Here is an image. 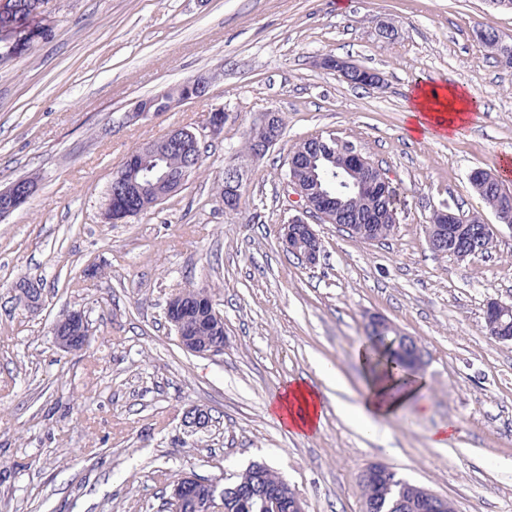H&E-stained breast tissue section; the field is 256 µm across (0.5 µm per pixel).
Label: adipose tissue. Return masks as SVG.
<instances>
[{
	"label": "adipose tissue",
	"mask_w": 512,
	"mask_h": 512,
	"mask_svg": "<svg viewBox=\"0 0 512 512\" xmlns=\"http://www.w3.org/2000/svg\"><path fill=\"white\" fill-rule=\"evenodd\" d=\"M474 110L467 89L451 85L421 84L416 88L408 112L415 133L435 127L440 134L454 135L466 124ZM425 392L424 379L414 376L404 381L390 376L367 378L363 394L354 404L337 402L338 411L355 419L367 433H375L385 419L399 415ZM269 414L293 434L314 433L323 422L324 403L318 390L304 381H293L267 405Z\"/></svg>",
	"instance_id": "ef3b65f1"
}]
</instances>
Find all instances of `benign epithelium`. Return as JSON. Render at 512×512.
Here are the masks:
<instances>
[{
  "mask_svg": "<svg viewBox=\"0 0 512 512\" xmlns=\"http://www.w3.org/2000/svg\"><path fill=\"white\" fill-rule=\"evenodd\" d=\"M321 65L345 76L362 72L361 68L340 58L325 57ZM208 89L209 78L201 74L177 86L159 91L152 95V99L164 101L162 111L168 112L181 103L205 97ZM281 126L280 113L273 110L261 113L259 121L249 130L251 141L258 145V150L251 154L253 160L262 159L276 144ZM197 141L198 136L193 130L185 127L175 128L128 155L123 163H133L136 156L149 157L157 161L172 150L186 151ZM322 144L323 152L336 165V178L339 179V185L348 203L357 205L371 197L385 195L394 190L391 179L378 172L369 159L351 143L330 136L322 139ZM289 169L287 186L294 191V195L301 202V210L322 218L327 224L339 223L340 207L337 205L339 198L332 197L320 180L317 179L310 184L296 174L294 165H289ZM135 170L138 177L126 185L125 191L136 196L144 192H154L160 201L179 191L188 177L186 172L178 175L158 169L154 174L148 175L139 166L135 167ZM36 190L37 186L23 179L0 190V219L24 205ZM441 214L442 223L425 225L428 245L437 253L451 252L455 257L464 259L467 253L457 249L456 244L458 239L465 236L467 225L483 224L486 233L491 229V226L486 224L483 214L479 212L466 216L443 210ZM342 228L360 240L368 243L374 241L373 228L369 224H344ZM280 239L285 251L293 254L302 263L309 266L318 263L323 252L322 239L302 216L294 215L288 223L281 226ZM197 301L206 307L203 319L206 326L215 331V335H198V322L194 320L192 313L193 303L178 293L170 299L166 309L168 320L176 333L177 343L182 350L194 356L220 355L224 353L225 345V336L221 335V330L224 329V317L216 310L208 294L197 297ZM85 321L83 312L75 311L61 322L54 324L52 335L55 344L66 352L83 349L87 343V337L83 336ZM368 326L371 331L393 332L395 344L407 356L411 368L419 367L421 352L413 337L395 330L391 323L381 316L370 317ZM185 422L196 429H204L209 426L211 416L202 408H191L185 413ZM247 471L253 478L252 488L262 493L270 512H305L302 499L288 484L267 483L265 464L254 462L248 466ZM390 474L389 467L377 463L369 466L362 473L360 481L386 490L389 487ZM171 501L175 505L176 512H224V493L217 492V483L202 481L192 474H182L176 479ZM398 506L406 512H449L451 510L448 498L429 489L424 490L420 495L412 491L408 492L399 498Z\"/></svg>",
  "mask_w": 512,
  "mask_h": 512,
  "instance_id": "benign-epithelium-1",
  "label": "benign epithelium"
}]
</instances>
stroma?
I'll use <instances>...</instances> for the list:
<instances>
[{
    "label": "stroma",
    "mask_w": 512,
    "mask_h": 512,
    "mask_svg": "<svg viewBox=\"0 0 512 512\" xmlns=\"http://www.w3.org/2000/svg\"><path fill=\"white\" fill-rule=\"evenodd\" d=\"M41 13L46 37L0 58V188L39 181L0 221V512H167L178 475H237L254 462L282 476L305 512H362L360 475L374 462L456 512H512V343L484 322L489 300L512 303V229L497 225L489 252L463 260L434 253L424 233L444 205L494 218L469 176L512 158V67L475 33L512 40V11L488 0H44ZM326 55L381 84L348 83L319 66ZM201 74L213 78L204 98L130 120L140 99ZM423 83L470 91L464 131L410 132ZM218 108L226 120L213 136ZM269 109L283 134L243 165L240 207L225 211L224 169ZM177 127L201 138L198 172L155 208L106 223L113 172ZM319 134L382 168L400 205L379 242L314 222L324 250L308 266L284 250L280 227L299 212L289 152ZM26 278L42 289L39 307L15 301ZM190 286L224 317L223 354L176 342L165 308ZM72 311L91 337L68 353L50 327ZM372 314L418 342L427 391L370 437L336 402L363 392L356 350ZM297 378L325 400L307 436L267 411ZM194 406L210 413L208 428L185 423ZM444 426L452 435L435 447Z\"/></svg>",
    "instance_id": "stroma-1"
}]
</instances>
